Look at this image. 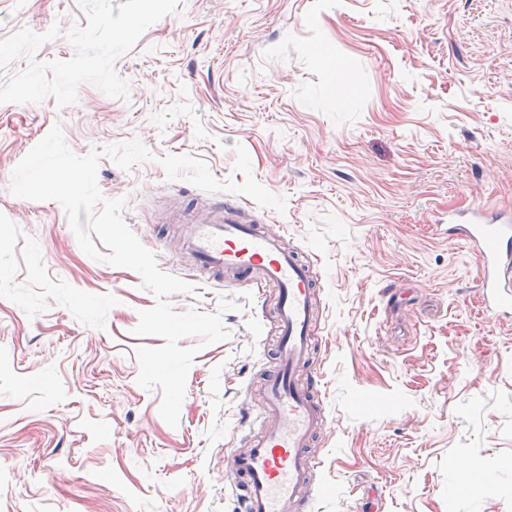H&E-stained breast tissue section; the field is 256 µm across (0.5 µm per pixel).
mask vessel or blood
<instances>
[{
	"mask_svg": "<svg viewBox=\"0 0 512 512\" xmlns=\"http://www.w3.org/2000/svg\"><path fill=\"white\" fill-rule=\"evenodd\" d=\"M233 198L168 208L166 223L180 227L176 260L212 273L214 284L277 288V357L266 371L256 415L227 463L242 477L240 512H299L314 506L318 464L311 448L326 424L322 373L311 332L319 314L318 282L309 264L288 249L285 233L245 222ZM441 235L464 244L478 259V296L485 311L512 318V211L486 206L449 210Z\"/></svg>",
	"mask_w": 512,
	"mask_h": 512,
	"instance_id": "vessel-or-blood-1",
	"label": "vessel or blood"
}]
</instances>
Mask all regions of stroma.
I'll return each instance as SVG.
<instances>
[{
  "label": "stroma",
  "mask_w": 512,
  "mask_h": 512,
  "mask_svg": "<svg viewBox=\"0 0 512 512\" xmlns=\"http://www.w3.org/2000/svg\"><path fill=\"white\" fill-rule=\"evenodd\" d=\"M61 124L101 151L104 198L159 268L214 313L179 423L140 387L131 269L86 255L62 206L12 196ZM140 141L124 171L106 146ZM314 263L311 333L328 427L316 512H512V320L482 310L478 262L435 230L471 203L512 209V0H0V512H238L226 454L272 368L274 290L199 282L159 211L187 183L159 159L242 181L236 146ZM220 312V311H219Z\"/></svg>",
  "instance_id": "1"
}]
</instances>
